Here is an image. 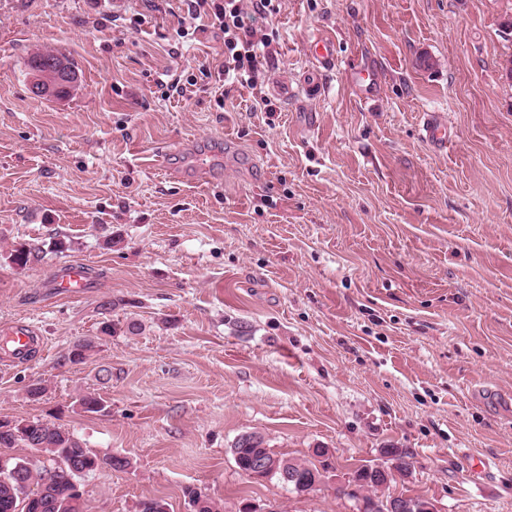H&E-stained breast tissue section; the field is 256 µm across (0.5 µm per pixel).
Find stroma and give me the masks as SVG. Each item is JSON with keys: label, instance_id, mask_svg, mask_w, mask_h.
I'll use <instances>...</instances> for the list:
<instances>
[{"label": "stroma", "instance_id": "1", "mask_svg": "<svg viewBox=\"0 0 512 512\" xmlns=\"http://www.w3.org/2000/svg\"><path fill=\"white\" fill-rule=\"evenodd\" d=\"M279 4L252 89L201 73L224 42L177 36L186 0H0V336L45 342L0 362V420L130 460L82 478L84 512H190V488L219 512H357L338 485L385 448L412 461L388 495L512 512V0ZM319 35L335 69L311 55ZM45 49L78 67L72 96L32 94ZM367 66L364 99L350 76ZM427 113L447 151L421 137ZM21 244L40 261L12 265ZM72 262L89 286L56 295ZM87 392L104 411L82 410ZM245 433L291 458L332 449L335 474L304 498L251 479L232 455Z\"/></svg>", "mask_w": 512, "mask_h": 512}]
</instances>
